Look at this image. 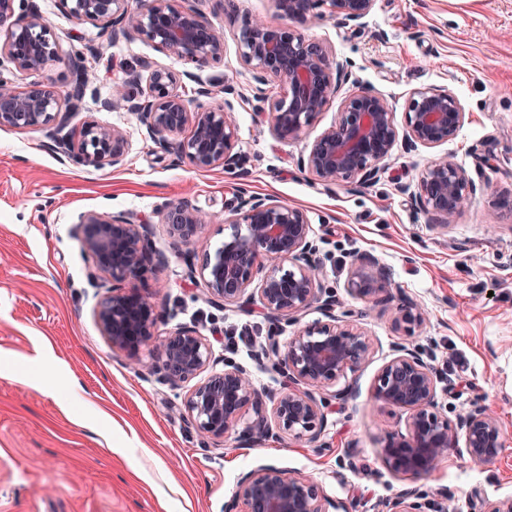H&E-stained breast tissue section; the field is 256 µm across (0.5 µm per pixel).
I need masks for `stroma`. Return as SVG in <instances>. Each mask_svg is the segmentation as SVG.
<instances>
[{"label":"stroma","mask_w":512,"mask_h":512,"mask_svg":"<svg viewBox=\"0 0 512 512\" xmlns=\"http://www.w3.org/2000/svg\"><path fill=\"white\" fill-rule=\"evenodd\" d=\"M35 2L62 52L108 47L106 61L90 68L85 105L70 131L88 121L120 126L129 153L119 169L82 166L56 154L43 130L0 128V512H224L240 476L262 465L312 477L348 512H379L404 490L419 512L445 500L453 512H478L481 500L512 497V205L501 202L512 191V0H376L363 28L315 18L301 25L347 68L342 94L371 90L396 122L418 89L450 90L465 107L455 139L431 149L397 143L375 182L363 187L325 186L299 166L337 122L340 100L297 139H278L259 121L257 82L237 37L256 15L285 24L275 0H235L228 16L218 0H172L193 5L224 33L223 59L193 70L141 39L111 42L109 30L76 23L60 0ZM145 61L179 75L188 94L201 84L242 92L234 107L243 176L174 161L134 115L99 109L126 68ZM444 154L467 170L476 194L442 229L411 196L427 163ZM241 186L306 211L336 312L371 342L366 364L324 391L316 443L285 435L246 448L237 429L221 446L204 443L179 415L183 391L112 348L94 318L101 292L87 279L92 260L78 214L152 216L166 204L190 202L214 216L207 244L174 243L156 225L153 246L165 264L119 285L154 295L164 311L157 334L196 327L215 358L244 366L260 390H280L281 375L256 357L269 326L259 302L212 306L202 281L188 276L189 265H201L232 233L224 204ZM363 254L385 271L367 303L348 290ZM399 298L427 313L414 335L395 322ZM399 344L446 374L451 388L439 391L438 402L449 419L481 406L498 414L506 435L500 460L476 468L460 447L427 477L408 479L386 467L381 450L388 434L407 433V415L377 401L374 389ZM350 385L354 396L336 400Z\"/></svg>","instance_id":"stroma-1"}]
</instances>
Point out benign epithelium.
<instances>
[{
  "instance_id": "obj_1",
  "label": "benign epithelium",
  "mask_w": 512,
  "mask_h": 512,
  "mask_svg": "<svg viewBox=\"0 0 512 512\" xmlns=\"http://www.w3.org/2000/svg\"><path fill=\"white\" fill-rule=\"evenodd\" d=\"M16 0H0V57L20 74H37L61 59L60 48L44 16L35 7L20 13ZM78 23H101L112 29V42L142 38L158 51L177 56L184 63L203 68L224 57V34L195 7H175L170 0H144L133 9L129 0H60ZM282 15L303 21L318 15L361 26L374 0H276ZM243 63L256 75L260 87L254 97L264 99L262 86L274 82L282 92L260 115L279 139L299 137L314 116L341 91L348 72L331 63L322 44L306 39L297 30L255 18L237 40ZM104 45H90L69 57L75 73L69 88L52 85L28 90L0 74V128L47 129L51 148L82 165L114 169L124 165L129 143L119 126L85 124L79 140L68 131L70 120L82 105L88 87V59L99 60ZM142 74L130 69L113 85L112 96L100 101L105 110L124 109L136 116L147 137L179 161L199 170L220 168L228 174L243 170L236 151L237 126L234 105L228 98L205 106L199 98L212 97L200 86L187 98L177 90V78L165 69L153 70L147 90ZM466 118L460 99L444 89H418L407 101L403 130L386 100L370 90L358 89L345 96L338 122L322 133L307 155L302 169L325 185L341 182L365 185L374 181L379 164L403 139L411 147L434 148L454 139ZM416 205L440 226L456 222L470 203L476 185L468 172L443 156L431 161L419 177ZM156 221L170 238L183 245L205 239L208 215L187 202L167 205ZM130 213L86 211L78 215L82 244L92 259L90 284L102 288L107 279H137L163 254L151 249L154 223ZM224 223L234 232L224 245L206 252L200 268L189 267V277L200 279L208 302L221 308L246 304L259 297L272 316L265 344L258 357L274 358L283 377L282 390H258L250 372L223 359L224 369L213 370L216 359L207 337L192 326H181L165 336H155L159 320L150 297L136 289L114 288L94 311L101 334L111 347L140 360L141 347L157 338L148 369L173 390H185L182 419L200 435L215 442L234 429L244 412L254 418L241 435L245 446H255L281 433L319 441L325 420L321 390L346 372L366 362L370 341L357 326L337 316L335 296L323 289V263L314 258L311 225L304 209L272 197L241 191L224 204ZM245 225L240 229L239 225ZM290 268H284V265ZM382 276L376 261L363 260L351 273L352 295L371 296ZM328 321L298 329L286 346L279 342L280 321L299 322L313 306ZM397 323L407 335L420 329L424 312L415 304L398 307ZM442 377L420 354L405 346L395 348L378 374L375 396L382 403L409 413V432L389 437L383 461L396 474L431 475L448 449L465 448L471 464L481 467L496 461L505 449L502 425L496 413L476 408L454 421L441 413L438 383ZM224 512H348L340 501H330L307 477L290 475L273 465L243 475L235 496Z\"/></svg>"
}]
</instances>
